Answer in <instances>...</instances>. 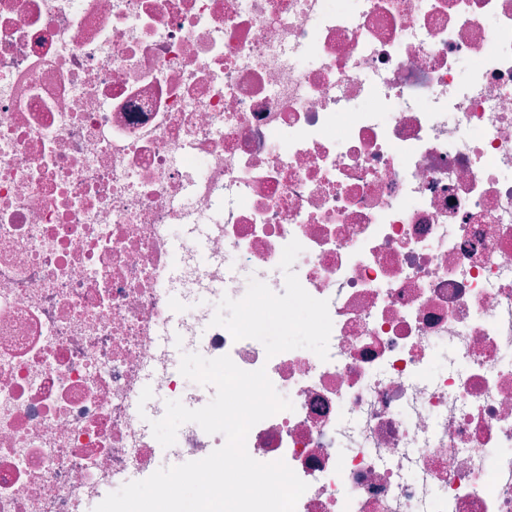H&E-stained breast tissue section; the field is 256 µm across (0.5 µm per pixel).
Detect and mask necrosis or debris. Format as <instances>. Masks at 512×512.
I'll list each match as a JSON object with an SVG mask.
<instances>
[{
    "label": "necrosis or debris",
    "instance_id": "necrosis-or-debris-1",
    "mask_svg": "<svg viewBox=\"0 0 512 512\" xmlns=\"http://www.w3.org/2000/svg\"><path fill=\"white\" fill-rule=\"evenodd\" d=\"M177 350L295 512H512V0H0V512L223 446Z\"/></svg>",
    "mask_w": 512,
    "mask_h": 512
}]
</instances>
